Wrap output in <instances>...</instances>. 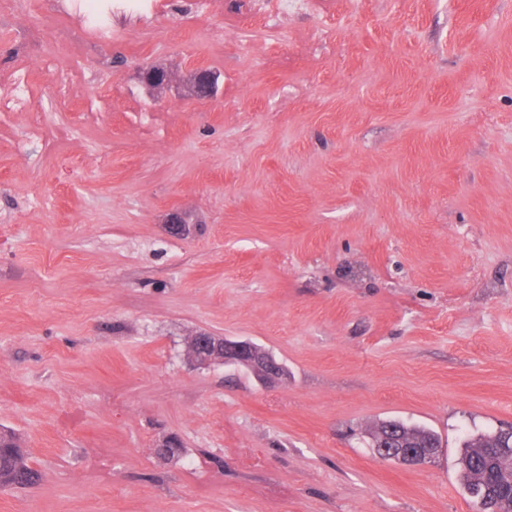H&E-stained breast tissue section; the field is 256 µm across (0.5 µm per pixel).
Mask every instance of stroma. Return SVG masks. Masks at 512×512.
<instances>
[{
    "mask_svg": "<svg viewBox=\"0 0 512 512\" xmlns=\"http://www.w3.org/2000/svg\"><path fill=\"white\" fill-rule=\"evenodd\" d=\"M15 2L0 431L40 481L0 512H475L460 444L512 427V0H162L105 38ZM199 332L286 373L195 366ZM393 418L433 462L370 448ZM218 90V77L208 69H196L192 75L191 96L197 101L212 99ZM375 452L398 454L403 458H411L414 450L420 448L423 452L420 464L431 462V457L441 448L439 437L430 429L399 419L382 420L375 424L368 432ZM383 441L387 448H378Z\"/></svg>",
    "mask_w": 512,
    "mask_h": 512,
    "instance_id": "1",
    "label": "stroma"
}]
</instances>
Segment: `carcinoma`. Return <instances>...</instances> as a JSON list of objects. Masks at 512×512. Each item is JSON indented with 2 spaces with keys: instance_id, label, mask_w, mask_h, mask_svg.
I'll list each match as a JSON object with an SVG mask.
<instances>
[{
  "instance_id": "obj_1",
  "label": "carcinoma",
  "mask_w": 512,
  "mask_h": 512,
  "mask_svg": "<svg viewBox=\"0 0 512 512\" xmlns=\"http://www.w3.org/2000/svg\"><path fill=\"white\" fill-rule=\"evenodd\" d=\"M372 442L388 448H419V463L431 462L440 448L430 429L399 419L382 420L369 430ZM460 481L473 498L476 512H512V429L474 435L464 441L459 457ZM38 478L22 451L0 457V488H24Z\"/></svg>"
}]
</instances>
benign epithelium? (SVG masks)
Returning <instances> with one entry per match:
<instances>
[{
  "label": "benign epithelium",
  "mask_w": 512,
  "mask_h": 512,
  "mask_svg": "<svg viewBox=\"0 0 512 512\" xmlns=\"http://www.w3.org/2000/svg\"><path fill=\"white\" fill-rule=\"evenodd\" d=\"M141 76L153 89H160L170 83L169 72L156 65L143 66ZM217 90L218 77L214 72L208 69H197L193 72L191 96L195 100L208 101L217 94ZM190 343V358L199 366L219 363L244 367L264 384L272 383L283 376L282 364L274 356L250 342L199 333L191 338Z\"/></svg>",
  "instance_id": "benign-epithelium-1"
}]
</instances>
